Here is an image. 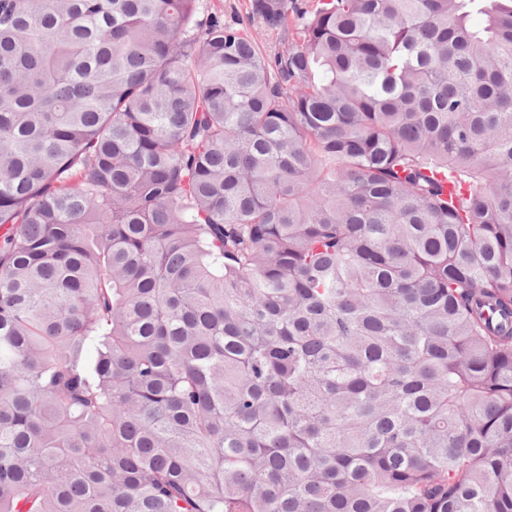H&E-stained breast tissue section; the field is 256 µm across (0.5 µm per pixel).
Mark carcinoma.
Segmentation results:
<instances>
[{"instance_id": "cac0c4a2", "label": "carcinoma", "mask_w": 512, "mask_h": 512, "mask_svg": "<svg viewBox=\"0 0 512 512\" xmlns=\"http://www.w3.org/2000/svg\"><path fill=\"white\" fill-rule=\"evenodd\" d=\"M199 6L0 0V512H512V0ZM199 19H205L210 14H223L224 21H236L245 18L249 8V0H203Z\"/></svg>"}]
</instances>
